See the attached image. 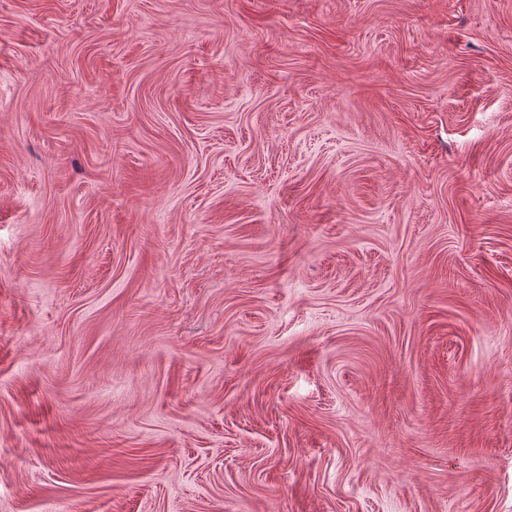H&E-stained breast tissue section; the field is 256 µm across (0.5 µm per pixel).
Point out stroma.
Wrapping results in <instances>:
<instances>
[{"label": "stroma", "instance_id": "obj_1", "mask_svg": "<svg viewBox=\"0 0 512 512\" xmlns=\"http://www.w3.org/2000/svg\"><path fill=\"white\" fill-rule=\"evenodd\" d=\"M0 512H512V0H0Z\"/></svg>", "mask_w": 512, "mask_h": 512}]
</instances>
